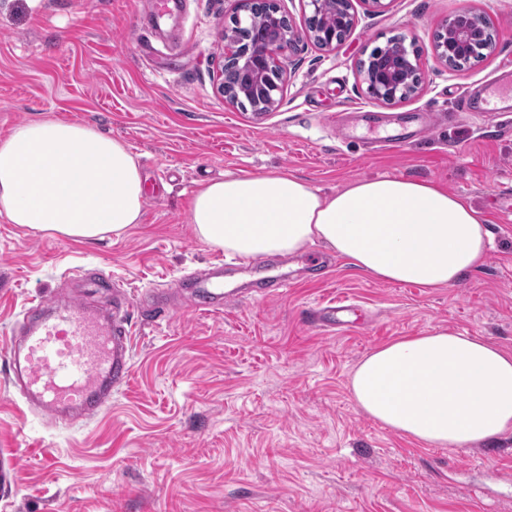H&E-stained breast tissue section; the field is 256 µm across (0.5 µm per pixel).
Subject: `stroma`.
I'll use <instances>...</instances> for the list:
<instances>
[{"label": "stroma", "instance_id": "1", "mask_svg": "<svg viewBox=\"0 0 512 512\" xmlns=\"http://www.w3.org/2000/svg\"><path fill=\"white\" fill-rule=\"evenodd\" d=\"M353 0L356 25L333 51L308 36V0H284L297 39L285 52L277 108L224 102L221 27L235 0H180L162 17L141 0H0V137L34 118L95 126L125 140L146 177L142 219L121 237L76 241L0 216V450L16 468L0 512H512V434L471 448H427L366 415L349 376L369 352L434 328L512 350V114L461 112L490 96L512 57V0ZM470 9L494 46L463 70L445 66L436 35ZM411 34L423 81L393 104L372 98L359 65ZM435 122L387 146L391 123ZM286 170L326 193L380 175L434 180L490 220L481 270L451 288L378 281L315 246L269 264L241 263L201 242L188 222L197 181ZM223 263L225 290L246 297L187 311L193 271ZM126 291L133 368L111 403L82 424L49 422L8 379L7 341L30 304L64 294L97 307ZM293 281L280 296L263 290ZM166 317L141 305L145 293ZM343 300L326 330L313 311Z\"/></svg>", "mask_w": 512, "mask_h": 512}]
</instances>
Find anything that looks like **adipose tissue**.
I'll return each mask as SVG.
<instances>
[{
    "mask_svg": "<svg viewBox=\"0 0 512 512\" xmlns=\"http://www.w3.org/2000/svg\"><path fill=\"white\" fill-rule=\"evenodd\" d=\"M145 178L119 138L43 119L0 138V216L74 240L122 236L139 223ZM188 219L213 248L249 260L319 244L378 280L449 288L479 270L487 217L432 181L379 176L324 194L297 175L225 174L200 182ZM369 417L420 445L466 448L512 434V351L436 328L367 354L349 379Z\"/></svg>",
    "mask_w": 512,
    "mask_h": 512,
    "instance_id": "1",
    "label": "adipose tissue"
}]
</instances>
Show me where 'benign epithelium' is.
<instances>
[{
    "label": "benign epithelium",
    "mask_w": 512,
    "mask_h": 512,
    "mask_svg": "<svg viewBox=\"0 0 512 512\" xmlns=\"http://www.w3.org/2000/svg\"><path fill=\"white\" fill-rule=\"evenodd\" d=\"M282 0H243L246 15L235 16V25L223 32L224 65L217 76V92L225 101L247 100L261 112L272 111L279 103L285 73V49L296 39L290 20L282 9ZM312 25L310 37L325 50H334L351 34L355 25L352 0H310ZM263 18L252 38L243 30L253 25L255 16ZM487 23L480 14L468 9L450 20L445 36L437 42L439 58L449 67L468 51L485 45ZM367 90L376 100L392 104L418 92L422 82L414 41L401 35L377 49L368 66L360 70Z\"/></svg>",
    "instance_id": "benign-epithelium-1"
}]
</instances>
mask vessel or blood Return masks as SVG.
Wrapping results in <instances>:
<instances>
[{
	"instance_id": "1",
	"label": "vessel or blood",
	"mask_w": 512,
	"mask_h": 512,
	"mask_svg": "<svg viewBox=\"0 0 512 512\" xmlns=\"http://www.w3.org/2000/svg\"><path fill=\"white\" fill-rule=\"evenodd\" d=\"M190 278L204 292L193 310L207 311L233 298L220 277L194 272ZM96 285L112 292L110 314L55 298L29 307L20 339L9 344L12 385L27 405L49 418L74 411L88 420L129 381L134 327L126 295L109 275H100Z\"/></svg>"
}]
</instances>
